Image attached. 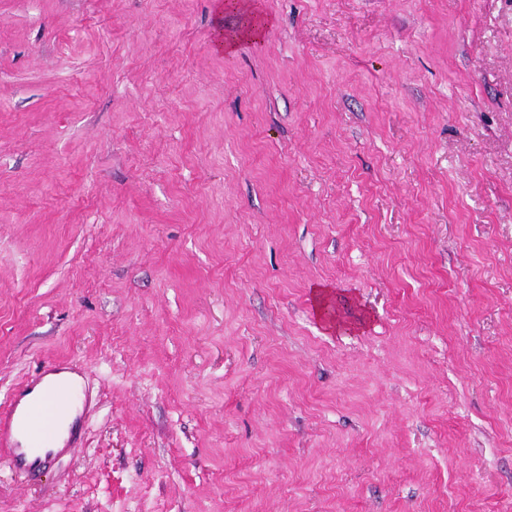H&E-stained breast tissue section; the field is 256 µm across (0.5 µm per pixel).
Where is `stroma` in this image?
Listing matches in <instances>:
<instances>
[{"label":"stroma","instance_id":"obj_1","mask_svg":"<svg viewBox=\"0 0 512 512\" xmlns=\"http://www.w3.org/2000/svg\"><path fill=\"white\" fill-rule=\"evenodd\" d=\"M221 2L0 0V512H512V0ZM49 403L31 401L22 405L11 400L7 408L0 412V450L6 453L11 463L18 469H31L28 460V447L18 435L25 433L34 445H51L45 430V416Z\"/></svg>","mask_w":512,"mask_h":512}]
</instances>
